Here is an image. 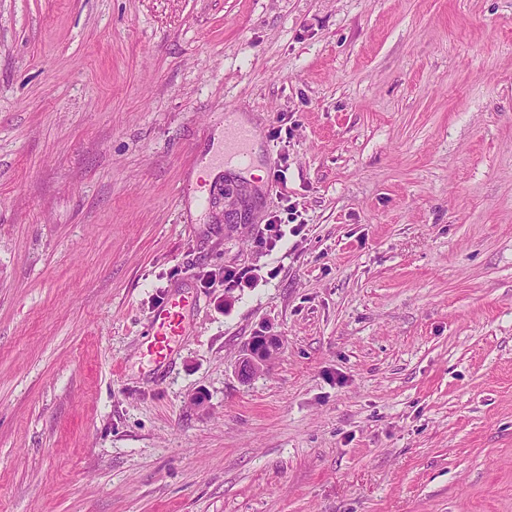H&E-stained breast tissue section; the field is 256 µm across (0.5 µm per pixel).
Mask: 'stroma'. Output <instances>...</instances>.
<instances>
[{
    "instance_id": "obj_1",
    "label": "stroma",
    "mask_w": 512,
    "mask_h": 512,
    "mask_svg": "<svg viewBox=\"0 0 512 512\" xmlns=\"http://www.w3.org/2000/svg\"><path fill=\"white\" fill-rule=\"evenodd\" d=\"M0 512H512V0H0ZM151 333L153 340L149 345V352L156 358H163L174 336H179L180 324L177 313L164 310L157 319L152 322ZM279 346V336H275L267 330H259L257 335L252 336L238 352L234 365L237 377L246 382L263 371Z\"/></svg>"
}]
</instances>
